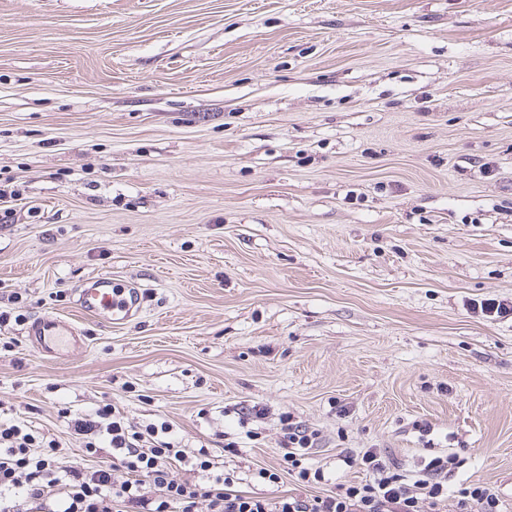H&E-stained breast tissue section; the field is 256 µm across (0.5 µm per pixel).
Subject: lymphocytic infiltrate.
<instances>
[{
    "label": "lymphocytic infiltrate",
    "mask_w": 512,
    "mask_h": 512,
    "mask_svg": "<svg viewBox=\"0 0 512 512\" xmlns=\"http://www.w3.org/2000/svg\"><path fill=\"white\" fill-rule=\"evenodd\" d=\"M279 425L283 466L258 469L255 479L276 485L288 474L303 487L324 483V471L309 463L316 432L303 428L288 411L280 414ZM68 426L87 453L106 444L112 459L62 466L55 459V443L34 455L33 433L0 422V512H442L452 495L457 512H500V494L492 485L449 490L448 474L459 462L448 453L425 459L411 480L377 449H347L344 465L366 471V480L337 484L328 494L287 495L272 503L241 490L235 471L211 472L207 459L191 464L200 481L175 479L172 468L184 459L178 442L160 437L155 425H131L114 406L72 415Z\"/></svg>",
    "instance_id": "f902f5d3"
}]
</instances>
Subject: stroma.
I'll return each mask as SVG.
<instances>
[{"label":"stroma","mask_w":512,"mask_h":512,"mask_svg":"<svg viewBox=\"0 0 512 512\" xmlns=\"http://www.w3.org/2000/svg\"><path fill=\"white\" fill-rule=\"evenodd\" d=\"M104 273L145 292L125 324L77 304ZM502 301L512 0H0V419L61 464L62 410L109 403L273 502L289 411L331 479L454 453L512 512ZM47 314L83 343L38 354Z\"/></svg>","instance_id":"obj_1"}]
</instances>
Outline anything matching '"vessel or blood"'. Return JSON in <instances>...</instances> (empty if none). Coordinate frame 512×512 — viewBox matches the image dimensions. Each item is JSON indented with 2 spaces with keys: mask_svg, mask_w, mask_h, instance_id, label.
<instances>
[{
  "mask_svg": "<svg viewBox=\"0 0 512 512\" xmlns=\"http://www.w3.org/2000/svg\"><path fill=\"white\" fill-rule=\"evenodd\" d=\"M78 304L85 313L107 316L110 323L127 322L134 312L140 311L142 296L139 290H126L113 282L111 275L101 274L93 278L91 287L82 289ZM27 335L33 348L54 356L66 347L80 345L82 336L64 319L46 315L31 321Z\"/></svg>",
  "mask_w": 512,
  "mask_h": 512,
  "instance_id": "b4317fda",
  "label": "vessel or blood"
}]
</instances>
